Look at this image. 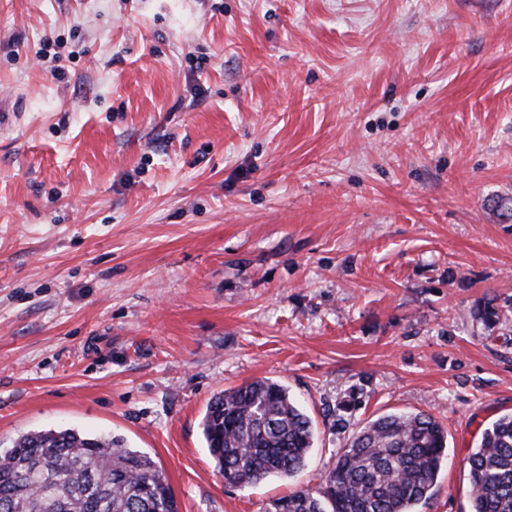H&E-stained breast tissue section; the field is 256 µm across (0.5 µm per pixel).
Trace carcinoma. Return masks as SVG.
<instances>
[{"mask_svg":"<svg viewBox=\"0 0 512 512\" xmlns=\"http://www.w3.org/2000/svg\"><path fill=\"white\" fill-rule=\"evenodd\" d=\"M504 313L493 299L477 306L489 326ZM201 428L219 475L236 487L294 475L313 447L310 418L270 379L214 394ZM447 459V431L432 413L384 415L338 449L316 486L273 501L267 512H415ZM467 464L470 512H512V413L481 431ZM0 512L179 510L146 454L116 437L50 429L27 433L0 454Z\"/></svg>","mask_w":512,"mask_h":512,"instance_id":"1","label":"carcinoma"}]
</instances>
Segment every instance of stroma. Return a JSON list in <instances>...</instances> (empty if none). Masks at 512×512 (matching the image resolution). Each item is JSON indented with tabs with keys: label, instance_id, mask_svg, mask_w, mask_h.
Returning <instances> with one entry per match:
<instances>
[{
	"label": "stroma",
	"instance_id": "35a3bbf8",
	"mask_svg": "<svg viewBox=\"0 0 512 512\" xmlns=\"http://www.w3.org/2000/svg\"><path fill=\"white\" fill-rule=\"evenodd\" d=\"M0 451L150 455L179 512H265L377 417L466 458L512 411V0H0ZM267 378L306 467L226 484L200 423Z\"/></svg>",
	"mask_w": 512,
	"mask_h": 512
}]
</instances>
